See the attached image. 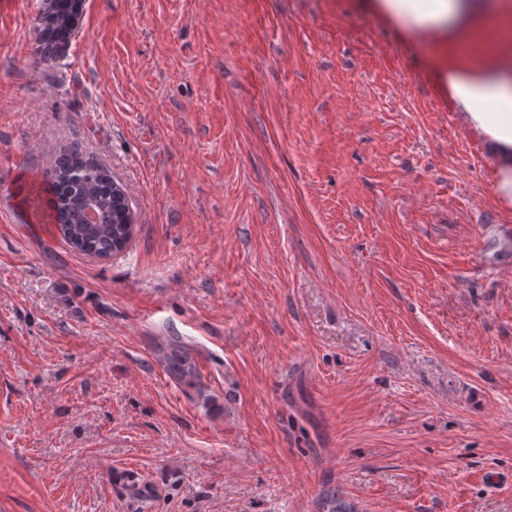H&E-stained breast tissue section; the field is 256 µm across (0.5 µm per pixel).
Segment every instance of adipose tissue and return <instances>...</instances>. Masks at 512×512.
Returning a JSON list of instances; mask_svg holds the SVG:
<instances>
[{"instance_id": "ef3b65f1", "label": "adipose tissue", "mask_w": 512, "mask_h": 512, "mask_svg": "<svg viewBox=\"0 0 512 512\" xmlns=\"http://www.w3.org/2000/svg\"><path fill=\"white\" fill-rule=\"evenodd\" d=\"M373 7L404 31L429 29L460 47L484 29L495 31L497 40L489 51L496 64L477 73L449 66L447 83L464 120L480 130L493 148L495 195L512 202V61L503 56L512 44V0H374Z\"/></svg>"}]
</instances>
